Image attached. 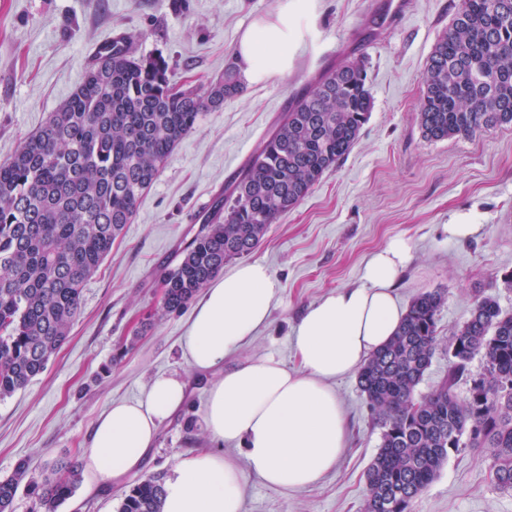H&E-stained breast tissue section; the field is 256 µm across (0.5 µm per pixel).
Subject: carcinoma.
Returning <instances> with one entry per match:
<instances>
[{"mask_svg": "<svg viewBox=\"0 0 512 512\" xmlns=\"http://www.w3.org/2000/svg\"><path fill=\"white\" fill-rule=\"evenodd\" d=\"M418 120L430 141L512 124V0H460L423 73ZM244 89L231 64L209 86L177 87L165 57L135 56L129 37L88 68L69 98L0 162V399L41 374L68 338L82 292L174 149L202 114ZM362 61L332 66L297 94L218 202L179 264L162 276L161 308L178 312L259 244L355 144L372 110ZM446 294H418L395 335L358 371L357 384L381 429L365 471L362 512H413L452 454L485 448L494 485L512 491V313L476 299L448 341V375L418 387L439 346ZM481 358L474 373L470 364ZM468 385L465 395L459 383ZM82 480L67 461L42 481L26 463L0 479V512L25 488L56 512ZM164 484L136 480L117 512H161Z\"/></svg>", "mask_w": 512, "mask_h": 512, "instance_id": "carcinoma-1", "label": "carcinoma"}]
</instances>
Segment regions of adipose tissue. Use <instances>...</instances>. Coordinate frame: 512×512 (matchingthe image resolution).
I'll return each mask as SVG.
<instances>
[{
  "label": "adipose tissue",
  "instance_id": "ef3b65f1",
  "mask_svg": "<svg viewBox=\"0 0 512 512\" xmlns=\"http://www.w3.org/2000/svg\"><path fill=\"white\" fill-rule=\"evenodd\" d=\"M308 19L309 0H283L273 13L255 18L234 49L241 73L253 83L287 75ZM411 259L409 242L392 239L369 256L360 286L309 307L294 335L298 366L292 370L272 355L237 357L269 322L279 292L270 269L244 262L211 282L195 306L183 349L195 372H222L208 389L205 415L216 447L178 457L162 512H242L246 476L298 491L335 468L347 421L331 382L353 373L396 332L404 313L394 288ZM188 396L183 376L164 373L151 380L146 398L116 401L101 413L82 450L88 492L106 494L140 470L159 426ZM227 442L242 447V458L224 452Z\"/></svg>",
  "mask_w": 512,
  "mask_h": 512
}]
</instances>
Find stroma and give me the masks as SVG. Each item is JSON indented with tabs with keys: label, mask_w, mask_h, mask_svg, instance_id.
Returning <instances> with one entry per match:
<instances>
[{
	"label": "stroma",
	"mask_w": 512,
	"mask_h": 512,
	"mask_svg": "<svg viewBox=\"0 0 512 512\" xmlns=\"http://www.w3.org/2000/svg\"><path fill=\"white\" fill-rule=\"evenodd\" d=\"M281 0H0V161L15 153L81 80L95 47L115 34L137 56L163 55L181 84L220 78L234 47L258 16ZM401 21L383 24L373 0H313L315 30L296 48L288 76L247 85L202 114L141 197L110 255L83 290L81 311L46 369L0 400V478L19 461L42 480L80 457L96 418L112 401L145 398L153 377L190 378L189 398L160 425L139 477L169 478L177 458L213 448L204 427L206 382L193 380L182 353L192 308L161 309V275L228 197L243 165L274 129L289 101L329 65H365L373 108L349 154L309 194L270 224L249 261L266 264L281 291L268 326L242 357L271 354L294 367L292 338L304 310L340 288L358 286L369 256L390 240L409 241L413 259L396 295L408 308L420 292L441 290L440 344L420 392L448 373V344L478 295L512 312V125L432 142L418 108L430 53L459 0H411ZM479 225L466 240L444 224ZM350 424L336 467L316 485L286 492L250 477L243 512H359L363 473L381 430L355 374L331 383ZM132 485L107 496L77 488L56 512H116ZM414 512H512V492L495 488L477 448L451 455L417 499Z\"/></svg>",
	"instance_id": "stroma-1"
}]
</instances>
